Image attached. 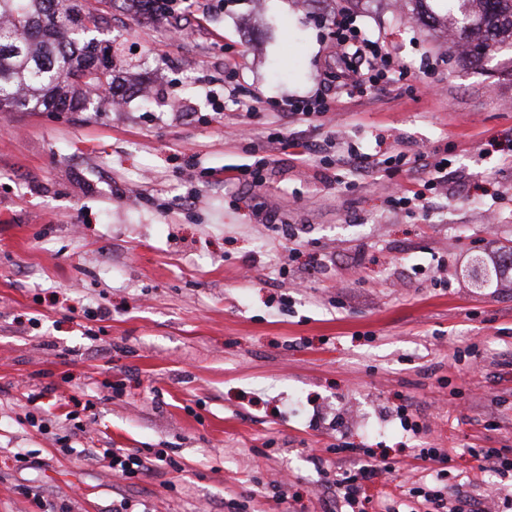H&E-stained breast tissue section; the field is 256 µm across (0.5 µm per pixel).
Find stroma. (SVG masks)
Segmentation results:
<instances>
[{"label": "stroma", "instance_id": "obj_1", "mask_svg": "<svg viewBox=\"0 0 512 512\" xmlns=\"http://www.w3.org/2000/svg\"><path fill=\"white\" fill-rule=\"evenodd\" d=\"M187 3L108 10L144 97L0 112V512H323L346 449L379 443L388 507L428 512L398 490L433 474L420 449L512 448V279L466 273L512 247V52L476 66L403 0H346L408 77L303 120L278 106L335 92L333 0ZM276 127L333 144L227 181ZM352 149L376 167L325 181ZM400 153L448 161L429 212L390 203L419 176ZM100 448L181 469L127 480ZM469 275L479 285H486L491 283L498 275L497 266L494 261L476 255L471 259Z\"/></svg>", "mask_w": 512, "mask_h": 512}]
</instances>
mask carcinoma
<instances>
[{
    "label": "carcinoma",
    "mask_w": 512,
    "mask_h": 512,
    "mask_svg": "<svg viewBox=\"0 0 512 512\" xmlns=\"http://www.w3.org/2000/svg\"><path fill=\"white\" fill-rule=\"evenodd\" d=\"M455 35L475 61L512 47V0H455ZM107 19L89 0H0V112L86 110L87 89L115 97Z\"/></svg>",
    "instance_id": "carcinoma-1"
}]
</instances>
